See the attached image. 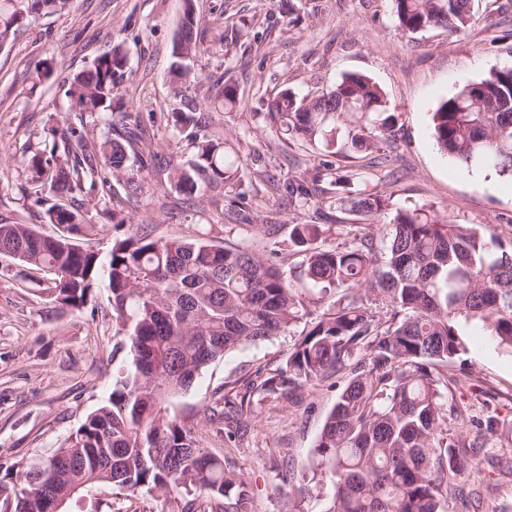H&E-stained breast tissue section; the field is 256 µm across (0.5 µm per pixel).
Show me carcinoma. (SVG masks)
<instances>
[{
	"label": "carcinoma",
	"instance_id": "1",
	"mask_svg": "<svg viewBox=\"0 0 512 512\" xmlns=\"http://www.w3.org/2000/svg\"><path fill=\"white\" fill-rule=\"evenodd\" d=\"M184 2L173 46V75L180 82L198 53L194 0ZM394 2L398 26L411 34L441 27L457 35L473 22L474 0ZM67 5L0 0V46L18 27ZM126 68L127 55L117 44L69 82L67 94L79 111L107 125V135L96 165L55 141L31 156L28 167L40 193L68 196L112 179L142 194L135 173L151 160L141 154L139 169L131 168L130 141L121 134L140 126V116L112 103ZM237 102L234 86L216 88L214 108L231 110ZM268 114L284 135L322 152L323 174L313 177L315 183L331 176L330 158L371 154L395 127L382 88L362 74H348L311 98L283 89ZM339 118L347 123L341 146ZM432 131L439 149L466 167L512 176V67L495 69L441 101L432 112ZM192 143L196 152L188 167L166 173L171 185L192 198L199 176L217 187L238 183V159L226 142L194 134ZM288 193L320 204L303 180L289 184ZM348 204L366 216L386 208L381 195L366 190ZM46 216L68 234L45 236L28 224L0 223V253L54 275V301L71 310L83 308L105 282L133 362L109 403L90 413L67 445L23 470L19 487L0 482V506L53 512L58 504L65 512L73 498H90L112 485L157 495L176 505L172 512H252L247 481L224 456L199 447L194 429L170 415L166 403L188 390L209 363L279 336L308 315L278 253L203 238H153L139 229L114 241L103 256L72 242L79 210L53 205ZM288 233L300 256L299 276L328 307L276 373L261 381L259 393L286 396L350 370L314 448L310 489L330 486L322 512H447L450 499L468 508L473 490L465 477L477 465L470 449L485 447L497 423L470 420L467 442L444 437L443 369L465 351L462 321L481 324L512 353V244L424 207L398 210L381 248L369 234L325 247L318 224H290ZM370 300L384 302L386 317L369 309ZM359 354L363 358L351 363ZM209 422L229 440L241 430L223 414ZM296 483L294 467L282 462L279 487L292 490Z\"/></svg>",
	"mask_w": 512,
	"mask_h": 512
}]
</instances>
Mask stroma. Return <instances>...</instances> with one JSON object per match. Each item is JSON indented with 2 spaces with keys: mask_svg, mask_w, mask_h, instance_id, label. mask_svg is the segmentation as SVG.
I'll return each instance as SVG.
<instances>
[{
  "mask_svg": "<svg viewBox=\"0 0 512 512\" xmlns=\"http://www.w3.org/2000/svg\"><path fill=\"white\" fill-rule=\"evenodd\" d=\"M477 13L463 34L441 29L401 30L393 0H195L206 50L195 62L185 94L170 82L172 48L183 0H71L67 10L18 29L0 46V222L29 224L60 234L46 210L55 196L34 204L28 160L53 132L82 133L86 151L105 131L78 111L63 77L87 69L100 53L122 44L128 56L115 95L139 112L155 151L156 170L191 160L186 130L170 112L195 113L201 132L227 139L241 165V187L212 189L200 183V200H186L167 181L148 175V190L127 196L114 185L105 205L84 203L76 244L107 251L115 240L145 227L154 237L205 238L283 255L291 271L288 227L318 224L324 246H336L392 222L397 210L430 207L454 222L512 240V178L489 170L472 174L441 152L432 136V114L459 87L495 69L512 66V0ZM296 8L298 24L288 21ZM347 73L369 76L386 93L397 122L380 142L382 164L360 156L348 170L357 186L382 195L387 208L372 217L349 214L336 199L309 207L290 200L281 185L312 171L320 154L289 140L267 113V100L282 89L299 94L333 88ZM236 85L240 102L215 109L211 76ZM281 227L268 233V216ZM49 274L0 255V477L63 446L86 416L107 403L118 376L131 363L126 336L109 293L95 290L78 311L60 308ZM466 350L450 367L444 388L447 430L466 435L473 418H495L498 428L485 452L493 464L468 479L480 493L478 512H512V353L473 323H460ZM298 329L236 350L211 363L186 392L170 400V415L193 425L200 447L226 454L243 473L254 512H288L277 488L283 460L310 473L314 448L338 393L350 377L342 372L295 395L252 396L242 419L247 431L234 442L204 420L209 407L262 371L271 375L298 339ZM71 512H170L156 497L106 488L92 500L71 503Z\"/></svg>",
  "mask_w": 512,
  "mask_h": 512,
  "instance_id": "stroma-1",
  "label": "stroma"
}]
</instances>
